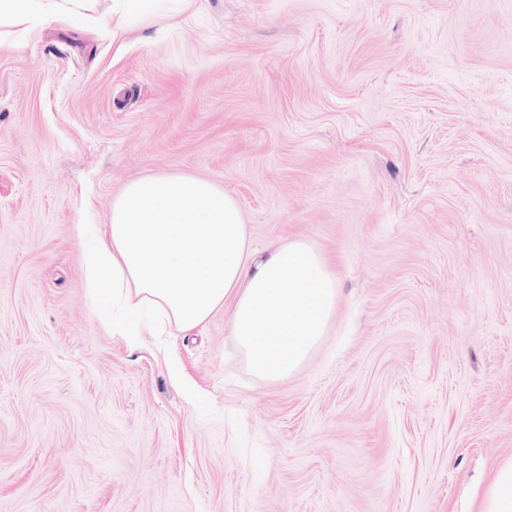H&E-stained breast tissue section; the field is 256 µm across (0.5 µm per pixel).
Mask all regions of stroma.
Segmentation results:
<instances>
[{
  "instance_id": "obj_1",
  "label": "stroma",
  "mask_w": 512,
  "mask_h": 512,
  "mask_svg": "<svg viewBox=\"0 0 512 512\" xmlns=\"http://www.w3.org/2000/svg\"><path fill=\"white\" fill-rule=\"evenodd\" d=\"M115 6L0 22V512H485L512 460V0H192L117 37ZM160 174L231 194L256 249L332 258L295 373L254 375L225 307L132 343L90 306L77 225Z\"/></svg>"
}]
</instances>
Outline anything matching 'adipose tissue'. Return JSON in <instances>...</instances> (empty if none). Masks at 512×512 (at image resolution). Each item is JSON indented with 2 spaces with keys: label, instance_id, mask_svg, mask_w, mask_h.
I'll return each mask as SVG.
<instances>
[{
  "label": "adipose tissue",
  "instance_id": "1",
  "mask_svg": "<svg viewBox=\"0 0 512 512\" xmlns=\"http://www.w3.org/2000/svg\"><path fill=\"white\" fill-rule=\"evenodd\" d=\"M78 236L92 306L122 309L111 325L132 341L142 311L191 330L228 307L252 372L276 381L307 360L336 312L339 280L320 249L293 240L259 253L237 200L195 176L129 182L109 224L79 225Z\"/></svg>",
  "mask_w": 512,
  "mask_h": 512
}]
</instances>
